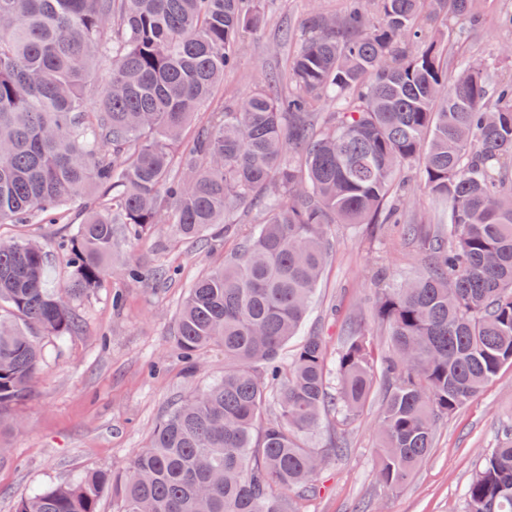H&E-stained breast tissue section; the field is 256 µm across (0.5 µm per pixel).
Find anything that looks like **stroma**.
I'll use <instances>...</instances> for the list:
<instances>
[{
    "label": "stroma",
    "mask_w": 512,
    "mask_h": 512,
    "mask_svg": "<svg viewBox=\"0 0 512 512\" xmlns=\"http://www.w3.org/2000/svg\"><path fill=\"white\" fill-rule=\"evenodd\" d=\"M341 7L342 0H265L262 29L243 48L237 67L225 73L208 106L195 114L194 124L260 86L267 72L284 69L286 53L277 47L282 29L299 43L312 9L336 12ZM482 12L481 24L462 20L455 25L463 50L477 58L512 41V31L497 23L499 15L512 13V0H484ZM70 230L67 224H0V237L40 241L62 284L68 268L57 241ZM330 241L308 313L282 354L292 357L303 337L319 335L328 357H335L348 322L360 319L371 334L374 355H382L388 338L374 316L376 276L383 271L398 279L416 272L418 262L369 224L333 225ZM236 246L233 237L219 236L203 246L182 240L167 224L157 225L143 240H121L112 276L74 304L79 330L61 345L39 335L47 358L31 399L0 412V512H15L34 491L84 470L124 468L175 403L223 375L224 353L218 348L187 371L174 333L192 283L223 265ZM131 262L141 267L135 280L123 276ZM162 267L175 268V275L160 279ZM381 400V392H373L353 421L343 426L324 420L307 438V445L326 448L341 434L346 451L319 472L312 493L301 497L293 491L290 499L300 512H465L470 481L512 427V366L503 367L464 408L439 421L427 460L394 490L376 476Z\"/></svg>",
    "instance_id": "1"
}]
</instances>
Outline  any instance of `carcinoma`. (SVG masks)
<instances>
[{
  "instance_id": "carcinoma-1",
  "label": "carcinoma",
  "mask_w": 512,
  "mask_h": 512,
  "mask_svg": "<svg viewBox=\"0 0 512 512\" xmlns=\"http://www.w3.org/2000/svg\"><path fill=\"white\" fill-rule=\"evenodd\" d=\"M264 0H0V224H72L69 277L53 281L36 242L0 240V412L30 396L44 351L79 328L72 302L111 273L118 227L160 224L182 239L229 230L234 204L259 221L235 255L184 299L175 341L190 368L214 345L224 377L164 417L120 471L88 469L20 500L15 512H296L342 452L309 448L331 412L347 423L384 390L379 480L395 489L427 459L441 417L512 365V81L489 86L494 56L461 57L448 78L451 19L481 0H347L313 10L281 75L210 112L181 138L264 24ZM108 62L106 78L97 76ZM99 97L85 109L87 95ZM330 112H320L324 104ZM304 147L301 154L292 151ZM421 162L402 205L406 165ZM331 224H388L422 271L379 275L380 365L358 327L328 362L295 336L329 252ZM336 374V387L330 374ZM275 417L258 426L267 405ZM466 512H512V437L468 485Z\"/></svg>"
}]
</instances>
